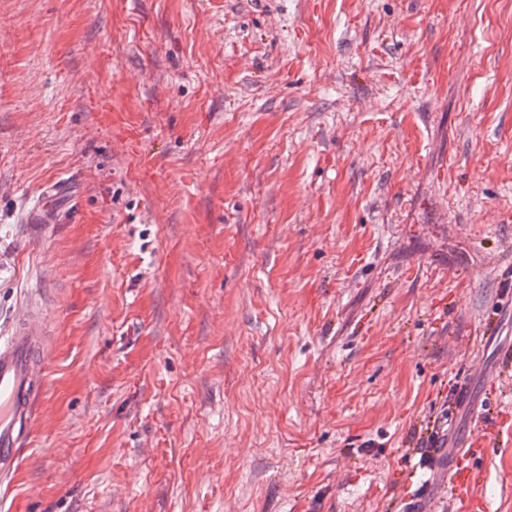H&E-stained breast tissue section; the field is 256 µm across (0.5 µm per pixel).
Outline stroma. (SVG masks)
Returning a JSON list of instances; mask_svg holds the SVG:
<instances>
[{"label": "stroma", "instance_id": "1", "mask_svg": "<svg viewBox=\"0 0 512 512\" xmlns=\"http://www.w3.org/2000/svg\"><path fill=\"white\" fill-rule=\"evenodd\" d=\"M32 301L0 512H447L477 407L512 512V0H0V335ZM44 327L39 310L26 307L0 336V481H11L47 388Z\"/></svg>", "mask_w": 512, "mask_h": 512}]
</instances>
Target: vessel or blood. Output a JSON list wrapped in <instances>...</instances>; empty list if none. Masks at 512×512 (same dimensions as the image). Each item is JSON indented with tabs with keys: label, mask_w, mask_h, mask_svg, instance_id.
Listing matches in <instances>:
<instances>
[{
	"label": "vessel or blood",
	"mask_w": 512,
	"mask_h": 512,
	"mask_svg": "<svg viewBox=\"0 0 512 512\" xmlns=\"http://www.w3.org/2000/svg\"><path fill=\"white\" fill-rule=\"evenodd\" d=\"M44 327L35 307L20 310L7 337H0V481L12 480L21 448L36 418V403L47 388ZM479 438L456 448L447 466H433L448 484L449 512H484L475 493Z\"/></svg>",
	"instance_id": "vessel-or-blood-1"
}]
</instances>
